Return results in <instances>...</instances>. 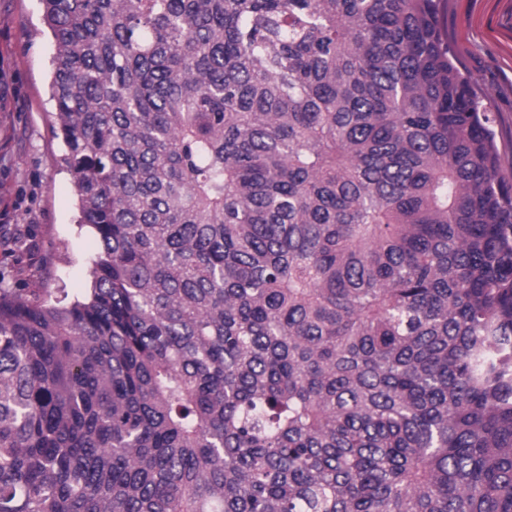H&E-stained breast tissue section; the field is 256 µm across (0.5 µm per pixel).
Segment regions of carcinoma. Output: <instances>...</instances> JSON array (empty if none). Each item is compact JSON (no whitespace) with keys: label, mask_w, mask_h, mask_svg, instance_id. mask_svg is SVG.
I'll return each instance as SVG.
<instances>
[{"label":"carcinoma","mask_w":512,"mask_h":512,"mask_svg":"<svg viewBox=\"0 0 512 512\" xmlns=\"http://www.w3.org/2000/svg\"><path fill=\"white\" fill-rule=\"evenodd\" d=\"M91 286L0 288V512H512V179L443 0H41Z\"/></svg>","instance_id":"1"}]
</instances>
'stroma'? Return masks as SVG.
<instances>
[{
	"mask_svg": "<svg viewBox=\"0 0 512 512\" xmlns=\"http://www.w3.org/2000/svg\"><path fill=\"white\" fill-rule=\"evenodd\" d=\"M441 25L493 114L503 159L512 160V0H448ZM52 54L40 0H0V231L36 245L0 248V286L45 281L75 298L91 285L97 241L76 224L72 176L53 132Z\"/></svg>",
	"mask_w": 512,
	"mask_h": 512,
	"instance_id": "35a3bbf8",
	"label": "stroma"
}]
</instances>
